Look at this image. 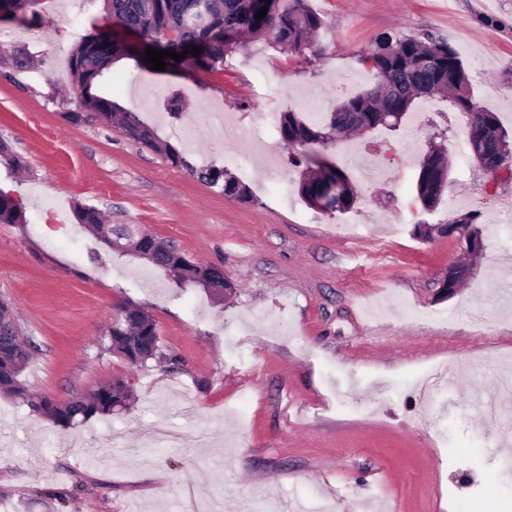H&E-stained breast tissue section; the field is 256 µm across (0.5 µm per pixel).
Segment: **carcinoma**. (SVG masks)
Here are the masks:
<instances>
[{
	"label": "carcinoma",
	"mask_w": 512,
	"mask_h": 512,
	"mask_svg": "<svg viewBox=\"0 0 512 512\" xmlns=\"http://www.w3.org/2000/svg\"><path fill=\"white\" fill-rule=\"evenodd\" d=\"M111 24L86 35L72 51L70 67L79 91L78 112L67 113L74 123L86 120V113L99 115L102 123L120 130L126 139L150 145L160 151L173 166L184 169L198 181L218 186L225 196L240 201L252 198L250 187L218 166L196 167L183 153L169 143H159L151 127L136 113L115 103L102 90L112 65L124 60L141 64L145 48L184 51V58L175 61L164 57L165 73L176 75L190 71H213L224 66L227 56L247 53L250 45L244 35L261 38L282 53L319 55L317 43L325 28L323 17L309 5V0H103ZM267 8L266 16L256 13ZM201 48L199 56L188 53L191 47ZM370 64L373 80L358 93L339 97L318 121H310L303 112L290 110L280 114L277 130L283 144L298 151L296 162L308 159L310 152H323L335 144L340 133L374 130L384 127L398 129L414 103L436 94L448 97L451 107L468 117L466 139L490 131V166L485 172L496 174L512 168V139L503 129L496 113L476 107L472 100L469 79L458 51L448 41L426 34L410 35L398 31L376 36L361 56ZM450 160L438 146L430 148L420 162L415 184L416 200L421 210L433 211L441 202L449 184ZM350 182L346 172L334 162L325 161L312 174L302 176L297 191L311 209L323 198L329 187L338 181ZM74 216L88 228L108 252H129L113 245L140 238L130 224H105L99 210L91 205L76 204ZM468 222L461 226L455 220L446 224L415 225L423 238L433 234L458 236L464 241L468 228L481 233L474 213L466 214ZM26 223L25 212L13 195L0 189V224ZM139 249L143 258L162 269L178 289L199 288L229 291L234 288L217 267L189 260L168 245L157 243ZM120 318L113 320L101 334L103 351L120 357L129 364L145 367L148 363L171 362L178 359L165 352L153 316L134 302L117 304ZM0 348L9 352L12 375L0 386V392L22 400L30 410L62 428H73L94 418L108 417L129 407L135 400L131 384L117 379L100 386L93 394L77 396L66 403L33 392L21 378L31 350L21 327L12 318L7 305L0 302Z\"/></svg>",
	"instance_id": "1"
}]
</instances>
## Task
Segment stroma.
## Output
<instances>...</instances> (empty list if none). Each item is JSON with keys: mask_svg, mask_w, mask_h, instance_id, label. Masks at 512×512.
Segmentation results:
<instances>
[{"mask_svg": "<svg viewBox=\"0 0 512 512\" xmlns=\"http://www.w3.org/2000/svg\"><path fill=\"white\" fill-rule=\"evenodd\" d=\"M325 20L322 54L291 56L258 43L222 69L163 75L125 60L107 90L197 165L242 177V203L198 182L152 148L100 122L72 123L78 105L58 57L104 26L101 0H29L4 35L33 31L32 68L0 59V140L27 168L0 165V188L20 201L25 226L0 224V299L28 336L23 378L58 402L115 378L137 392L130 408L73 429L0 395V512H512V223L500 214L512 178L484 174L450 150L448 191L434 211L414 201L418 162L464 122L448 101L417 103L399 130L342 139L370 221L309 208L299 170L281 148L282 183L225 155L201 112L300 110L317 95L331 109L345 82L367 81L358 55L380 32L429 34L460 52L477 107L512 133V0H310ZM180 95L183 114L166 104ZM96 206L111 224H137L191 260L220 264L235 290L214 302L172 287L146 260L102 254L74 217ZM477 214L484 251L454 295L440 287L465 255L455 239L425 241L415 224ZM155 318L180 360L134 367L101 353L116 303ZM464 365L426 409L414 379Z\"/></svg>", "mask_w": 512, "mask_h": 512, "instance_id": "1", "label": "stroma"}]
</instances>
